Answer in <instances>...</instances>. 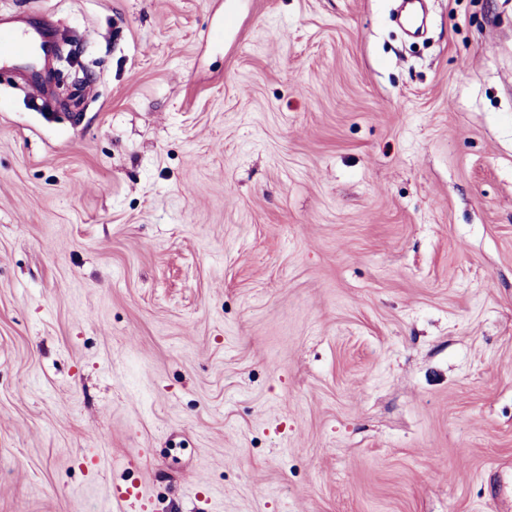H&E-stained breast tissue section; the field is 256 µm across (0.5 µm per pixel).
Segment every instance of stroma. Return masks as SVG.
I'll return each mask as SVG.
<instances>
[{"instance_id": "obj_1", "label": "stroma", "mask_w": 512, "mask_h": 512, "mask_svg": "<svg viewBox=\"0 0 512 512\" xmlns=\"http://www.w3.org/2000/svg\"><path fill=\"white\" fill-rule=\"evenodd\" d=\"M396 7L0 0V512L512 499V0ZM402 11L404 14L408 33L413 36L419 35L425 25L424 1L403 0ZM36 32L0 29V64L13 66L27 60L35 51Z\"/></svg>"}]
</instances>
